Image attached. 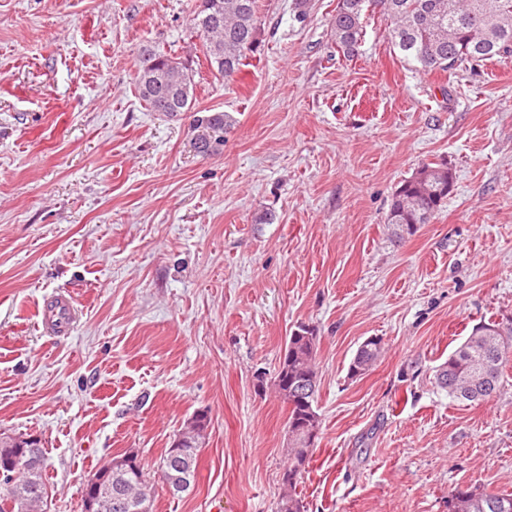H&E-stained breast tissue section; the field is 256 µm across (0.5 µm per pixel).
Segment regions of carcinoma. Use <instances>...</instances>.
Returning a JSON list of instances; mask_svg holds the SVG:
<instances>
[{
    "label": "carcinoma",
    "instance_id": "1",
    "mask_svg": "<svg viewBox=\"0 0 512 512\" xmlns=\"http://www.w3.org/2000/svg\"><path fill=\"white\" fill-rule=\"evenodd\" d=\"M375 9L391 20L387 40L392 47L425 71L456 70L512 53V0H337L331 20L337 51L347 57L358 52L365 36L364 19ZM192 25L203 36L211 66L226 79L234 77L261 44L257 0H200L193 10ZM194 87L192 70L182 62L152 49L141 52L135 77L138 96L151 111L168 117L191 113L198 152L206 154L224 145L232 121L223 112L203 114L194 109ZM451 188L448 168L436 163L422 165L394 192L387 223L404 224L407 233L414 234L416 225L430 223ZM494 328L489 335L488 324L474 326L465 342L437 367L436 382L448 390V397L479 402L497 393L503 368L512 361V326L496 324ZM380 353L381 340L374 338L355 358L368 370ZM316 354L315 331L298 327L279 360L274 387L284 384L288 390H300L310 379L318 378ZM315 399L312 393L288 403V428L296 436L291 441L286 473L295 479L312 456L303 430L308 418L320 420ZM199 453V442L190 435L180 453L168 448L160 457L157 471L168 474L167 489L172 495L191 488ZM44 471L42 466L13 478L0 476V512H39L48 498ZM97 473L107 474L99 492L125 498V512H141L151 506L153 483L141 462L115 470L105 464ZM296 486L291 483L282 493L278 512H304ZM448 512H512V495L457 485L448 492Z\"/></svg>",
    "mask_w": 512,
    "mask_h": 512
}]
</instances>
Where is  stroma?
<instances>
[{"label":"stroma","instance_id":"stroma-1","mask_svg":"<svg viewBox=\"0 0 512 512\" xmlns=\"http://www.w3.org/2000/svg\"><path fill=\"white\" fill-rule=\"evenodd\" d=\"M295 2L259 0L260 50L227 81L194 0H0V433L40 436L44 512H82L125 453L154 469L199 412L195 481L155 483L152 512H277L288 410L270 382L301 324L321 418L305 512L512 494V366L468 405L434 379L476 324L512 322V56L426 72L373 12L347 58L337 0H307L302 23ZM147 47L192 68L196 108L232 117L220 155L139 99ZM431 162L452 191L396 238L392 195ZM58 294L79 310L68 335L39 323ZM370 337L380 357L350 376Z\"/></svg>","mask_w":512,"mask_h":512}]
</instances>
